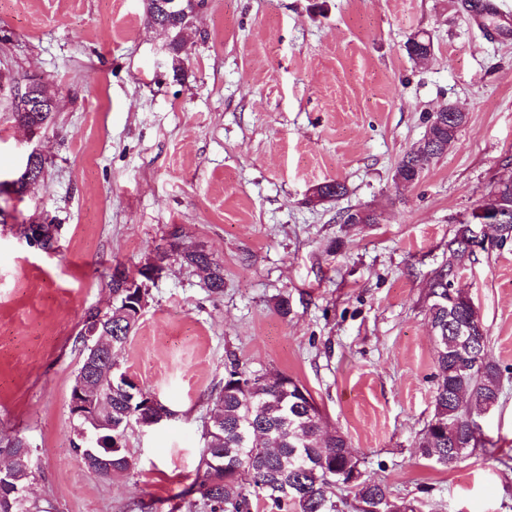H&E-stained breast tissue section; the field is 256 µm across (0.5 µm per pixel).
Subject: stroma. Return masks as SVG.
<instances>
[{
  "mask_svg": "<svg viewBox=\"0 0 512 512\" xmlns=\"http://www.w3.org/2000/svg\"><path fill=\"white\" fill-rule=\"evenodd\" d=\"M430 38L424 62L406 50ZM144 0H0V439L22 438L26 504L48 512H203L191 486L212 396L232 364L285 373L344 433L367 478L416 512H512V249L454 281L503 372L486 447L448 468L421 457L434 412L432 278L461 221L512 179V0H206L173 72ZM58 99L31 137L17 89ZM468 115L419 183L394 182L429 115ZM46 158L25 194L11 183ZM337 180L346 195L310 204ZM349 208L377 223L344 224ZM54 224L56 243L25 225ZM224 267L210 292L169 261L116 356L168 416L128 430L130 470L104 477L75 446L68 400L86 312L108 311L171 228ZM287 300V313L277 305Z\"/></svg>",
  "mask_w": 512,
  "mask_h": 512,
  "instance_id": "obj_1",
  "label": "stroma"
}]
</instances>
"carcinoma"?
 <instances>
[{"label":"carcinoma","instance_id":"cac0c4a2","mask_svg":"<svg viewBox=\"0 0 512 512\" xmlns=\"http://www.w3.org/2000/svg\"><path fill=\"white\" fill-rule=\"evenodd\" d=\"M183 28L172 27L170 54L173 72L181 69L185 42ZM15 121L21 126L49 122L52 113L37 120L34 112L16 102ZM467 123L462 119L436 132L441 146L420 158L414 150L399 160L395 175L409 185L420 181L423 164L440 159L454 144ZM346 194V186L335 180L313 188V197L328 201ZM512 201L490 192L476 206L483 215L460 223L448 241V261L432 279L427 293L428 314L434 328L437 348L434 414L426 424L419 443L420 455L452 467L470 450L486 446L475 436L472 422L481 406L493 410L502 396V373L487 359L488 336L481 318L475 317V304L461 289L453 286L458 271L471 261L473 253L462 247L469 226L477 219H493ZM176 257L181 265L210 269L207 288L218 292L224 287V267L205 249L187 245L174 237L156 258L166 262ZM138 321L112 326L115 350L126 344ZM99 381L102 392L112 396V468L129 469L125 453L126 432L149 414L142 391L130 399V385L122 374L109 373L102 364ZM214 416L205 426V446L195 482L207 512H251L253 502L263 501L269 512H342L336 489L354 491L356 512H414L403 500L392 498L386 487L368 478L348 483L350 474L361 463L344 435L324 431L323 415L311 393L286 374L259 375L232 365L224 385L213 399Z\"/></svg>","mask_w":512,"mask_h":512}]
</instances>
